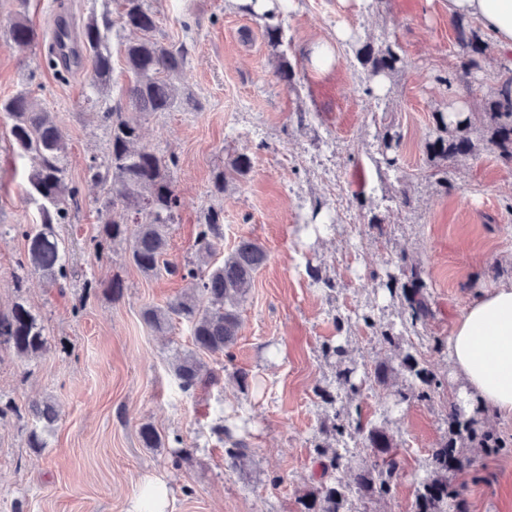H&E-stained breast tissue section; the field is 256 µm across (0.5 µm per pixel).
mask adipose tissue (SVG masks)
<instances>
[{"label": "adipose tissue", "instance_id": "adipose-tissue-1", "mask_svg": "<svg viewBox=\"0 0 512 512\" xmlns=\"http://www.w3.org/2000/svg\"><path fill=\"white\" fill-rule=\"evenodd\" d=\"M449 17L477 19L512 67V0H444ZM448 357L464 389L487 410L512 415V282L473 300L456 319Z\"/></svg>", "mask_w": 512, "mask_h": 512}]
</instances>
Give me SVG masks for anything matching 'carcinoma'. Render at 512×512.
<instances>
[{"instance_id": "1", "label": "carcinoma", "mask_w": 512, "mask_h": 512, "mask_svg": "<svg viewBox=\"0 0 512 512\" xmlns=\"http://www.w3.org/2000/svg\"><path fill=\"white\" fill-rule=\"evenodd\" d=\"M120 26L141 37L125 47L126 63L132 74L128 84L126 104L115 105L101 113V121L109 130L108 153L104 160L93 157L87 164L88 179L107 188L99 212L103 230L92 241L94 254L102 259L112 251V244L124 241L128 258L146 276L165 273L187 282V288L168 305H149L141 312L144 323L152 330L166 334L172 317L177 316L191 325L194 349L175 357L173 373L179 387L191 393L202 384L217 382L215 373L206 368L200 354L230 356L241 328L240 308L254 281L255 273L266 263L265 246L254 239H242L224 254L220 264L210 262L224 241V208L210 206L198 224L195 239L196 260L183 264L166 262L170 225L176 223L180 197L175 189L173 168L175 157L166 158L141 143L140 117L154 112H168L179 100L180 84L184 83L186 52L182 47L166 46L154 40L150 33L156 27L154 13L146 0H121ZM244 10L264 21L265 36L271 47L282 45V17L284 5L274 4L262 13L250 6ZM112 19L107 14L92 15L76 32L82 49L92 56L90 85L99 95L105 94L112 81V59L106 44ZM0 31L6 41L16 46H29L37 40L36 31L21 13L0 21ZM462 57L455 79L464 83L475 80L482 71L484 43L478 30L462 24L456 28ZM356 56L370 65L374 75L389 76L405 66L404 58L388 44L374 48L360 47ZM0 111L11 119V136L16 150L32 160L27 175L26 194L37 206L40 225L36 228H16L25 240L22 270L39 274L50 285L64 287L73 280V272L65 259V245L56 225L67 224L70 208H78V190L66 178V148L64 135L52 113L39 107L27 90L0 101ZM487 115L492 134L490 141L500 156L512 161V77L503 79L487 101ZM469 118L461 113H436V136L426 143L431 158L446 162L470 155L475 144L466 134ZM250 161L238 156L230 162V172H218L213 179L211 193H224L227 174L245 175ZM400 277L391 276L385 287L392 295L401 293L405 303L406 322L414 327L425 323L432 315V302L426 292L424 268L418 263L400 259ZM13 348L22 361L35 358L48 348L45 328L30 307L17 301L7 312H0V344ZM401 369L422 388L417 397L427 395L426 389L439 383L436 375L422 364L416 355L406 352ZM34 424L27 436L28 446L45 447L43 431L58 418L54 404L34 401L28 406ZM450 437L432 450L433 468L415 490V512H448V498L453 490L448 484V460L453 470L471 467L474 461L457 447V439L467 436L486 448L502 451L507 442L489 432L476 433L470 421L462 418L455 404L448 406ZM362 435L377 455L365 461L353 477L345 480L341 474L345 457L338 450L323 448L318 456L328 457L325 468L336 476L313 486L301 500V512H350L352 489L369 494H390L393 478L400 469L394 443L382 430L361 417L353 416L342 406L323 422L322 433L344 441L350 432ZM214 433L224 444L229 467L243 470L252 463L251 450L246 441L222 424ZM139 437L145 448H159L162 437L155 427L145 423L139 428Z\"/></svg>"}]
</instances>
